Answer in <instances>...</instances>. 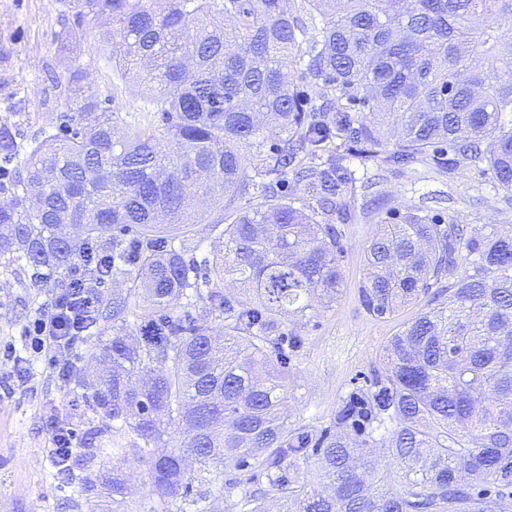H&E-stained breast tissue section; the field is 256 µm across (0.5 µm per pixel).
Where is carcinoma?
<instances>
[{
	"mask_svg": "<svg viewBox=\"0 0 512 512\" xmlns=\"http://www.w3.org/2000/svg\"><path fill=\"white\" fill-rule=\"evenodd\" d=\"M112 21V63L153 85L123 124L74 67L59 132L11 173L0 260L112 293L92 409L117 462L145 444L153 512L194 479L246 473L240 512H509L512 224L406 207L363 249L362 304L415 317L369 387L317 429L286 412L288 352L343 288L356 159L368 172L431 160L474 168L512 205V0H63ZM293 174L301 204L280 194ZM261 201L234 207L249 189ZM230 211L224 249L197 257L192 193ZM186 301L185 310L175 305ZM223 322L213 332L188 308ZM144 322L130 321L134 309ZM101 512H131L121 469L87 478Z\"/></svg>",
	"mask_w": 512,
	"mask_h": 512,
	"instance_id": "1",
	"label": "carcinoma"
}]
</instances>
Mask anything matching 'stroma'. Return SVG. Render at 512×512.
I'll use <instances>...</instances> for the list:
<instances>
[{
	"label": "stroma",
	"mask_w": 512,
	"mask_h": 512,
	"mask_svg": "<svg viewBox=\"0 0 512 512\" xmlns=\"http://www.w3.org/2000/svg\"><path fill=\"white\" fill-rule=\"evenodd\" d=\"M70 64L82 67L96 93L111 97L122 121L143 120L148 88L113 67L98 31L77 26L61 0H0V127L14 134L18 157L58 127L60 80ZM379 193L399 209L421 204L454 213L464 224H512V208L473 170L448 173L416 162L386 169L378 184L357 189L345 227L344 294L308 324L306 343L288 364V406L304 424L332 425L342 402L368 385L387 339L414 315L404 308L378 320L360 302L363 245L378 222L366 203ZM53 290L50 284L33 287L27 267L0 266V347L15 345L18 355L29 358L24 327L46 311ZM31 366L34 376L26 386L12 389L0 381V512H97V498L82 492L79 482L91 469L116 463L102 452L88 463L82 451L105 447L108 421L92 410L90 388L44 372L39 361ZM51 406L75 429L82 447L69 462L70 484L58 481L49 456L43 410ZM124 443L126 456L116 465L129 479L130 506L133 512H153L158 498L140 459L143 442L129 432Z\"/></svg>",
	"instance_id": "1"
}]
</instances>
